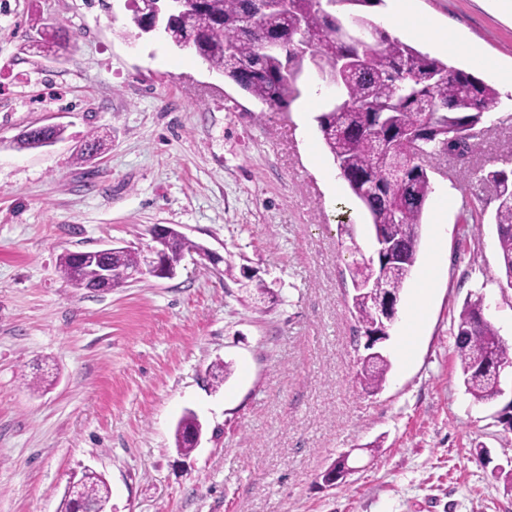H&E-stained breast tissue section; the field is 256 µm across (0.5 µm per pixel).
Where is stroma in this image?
I'll return each mask as SVG.
<instances>
[{"instance_id": "1", "label": "stroma", "mask_w": 512, "mask_h": 512, "mask_svg": "<svg viewBox=\"0 0 512 512\" xmlns=\"http://www.w3.org/2000/svg\"><path fill=\"white\" fill-rule=\"evenodd\" d=\"M449 38L512 67L501 0H416ZM127 0H0V512H57L70 478L105 476L110 512H512L497 480L512 469V373L475 401L455 331L465 302L512 345V287L501 272L490 170L512 171V89L466 159L441 158L416 266L436 263L411 356L401 350L408 278L377 393L357 383L349 244L373 251L367 217L317 132L316 113L268 109L160 34L127 40ZM60 24L56 59L33 46ZM67 126L34 151L25 129ZM111 146L75 153L90 131ZM474 217L460 220L463 199ZM164 224L223 256L173 278L75 289L65 251L143 247ZM249 267L272 299L257 305ZM232 366L212 383L217 362ZM49 372L51 386L23 378ZM202 425L175 446L186 412ZM353 452L358 469L323 489ZM190 427L202 429L196 416L188 412L179 420L175 429V445L177 450L183 455H188L195 449L194 443L185 434V431Z\"/></svg>"}]
</instances>
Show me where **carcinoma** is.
<instances>
[{
  "label": "carcinoma",
  "mask_w": 512,
  "mask_h": 512,
  "mask_svg": "<svg viewBox=\"0 0 512 512\" xmlns=\"http://www.w3.org/2000/svg\"><path fill=\"white\" fill-rule=\"evenodd\" d=\"M268 7L253 13L254 0H197L177 16L168 40L176 47L189 43L210 69L231 80L242 92L271 109L285 110L301 94L299 80L314 70L322 80L336 82L328 109L316 117L323 144L339 176L362 203L373 236L393 241L403 261L380 273L362 256L348 265L352 287L349 312L355 327L371 329L378 308L389 296H399L417 261L422 217L433 192L434 162L459 149L471 152L476 129L500 104L499 91L483 79L448 64L386 33L363 8L381 0H266ZM344 6L336 12V5ZM132 11L127 39L147 34L145 3L129 0ZM352 25L371 36L357 44L339 35ZM37 41L50 55L67 48L69 37L60 27L41 28ZM64 127H36L20 134L19 150H36L45 140L65 138ZM106 138L86 135L77 160L86 162L106 151ZM484 179L496 188L494 215L500 248V266L512 283V176L492 170ZM171 272L183 258L180 231L155 243ZM139 253L125 250L101 254L82 268L75 255L64 252L58 270L72 287H96L101 265L114 269L138 265ZM456 357L463 385L478 402L498 395L496 367L512 365V347L482 314V300L466 303L456 327ZM357 380L367 393L380 391L391 364L381 352L357 357ZM201 427L188 412L175 429L177 450L188 455L194 443L185 431ZM78 496L106 507L111 489L105 477L93 470L79 478Z\"/></svg>",
  "instance_id": "cac0c4a2"
}]
</instances>
